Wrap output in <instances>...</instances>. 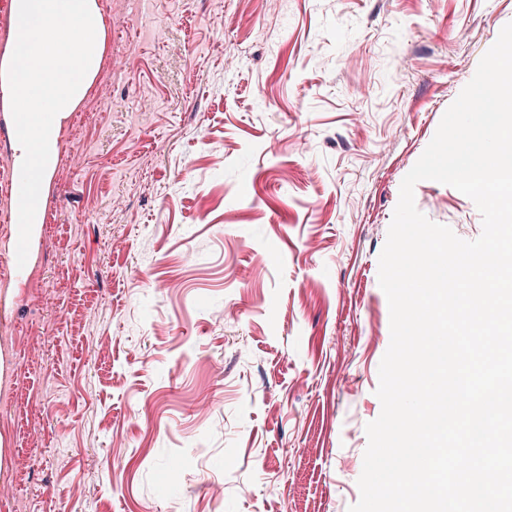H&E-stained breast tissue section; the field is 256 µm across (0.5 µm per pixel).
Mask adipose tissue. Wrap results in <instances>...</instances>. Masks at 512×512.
<instances>
[{"label": "adipose tissue", "instance_id": "obj_1", "mask_svg": "<svg viewBox=\"0 0 512 512\" xmlns=\"http://www.w3.org/2000/svg\"><path fill=\"white\" fill-rule=\"evenodd\" d=\"M14 38L0 55V100L10 106L13 236L33 243L58 160L59 133L97 77L106 26L98 0H12Z\"/></svg>", "mask_w": 512, "mask_h": 512}]
</instances>
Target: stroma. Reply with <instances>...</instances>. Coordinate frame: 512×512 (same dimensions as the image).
Segmentation results:
<instances>
[{"mask_svg": "<svg viewBox=\"0 0 512 512\" xmlns=\"http://www.w3.org/2000/svg\"><path fill=\"white\" fill-rule=\"evenodd\" d=\"M99 2L22 274L0 194V512H348L400 186L512 0Z\"/></svg>", "mask_w": 512, "mask_h": 512, "instance_id": "stroma-1", "label": "stroma"}]
</instances>
